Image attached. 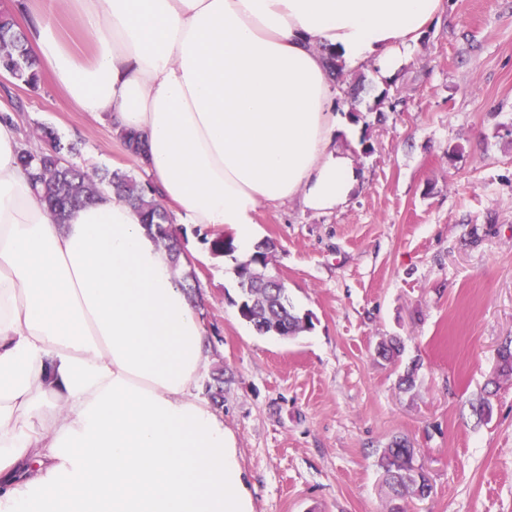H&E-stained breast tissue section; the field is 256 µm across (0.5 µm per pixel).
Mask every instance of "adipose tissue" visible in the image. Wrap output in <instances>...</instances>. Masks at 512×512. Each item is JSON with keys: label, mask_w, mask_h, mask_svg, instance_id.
Masks as SVG:
<instances>
[{"label": "adipose tissue", "mask_w": 512, "mask_h": 512, "mask_svg": "<svg viewBox=\"0 0 512 512\" xmlns=\"http://www.w3.org/2000/svg\"><path fill=\"white\" fill-rule=\"evenodd\" d=\"M35 51L76 111L138 132L174 224L258 243L259 210L346 204L361 171L336 133L324 49L400 68L446 0H70ZM0 119V512H254L234 434L201 396L206 327L111 189L55 223ZM55 18L63 36L79 51L85 50L84 38L70 8L64 3H54Z\"/></svg>", "instance_id": "ef3b65f1"}]
</instances>
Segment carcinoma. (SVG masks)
<instances>
[{
    "mask_svg": "<svg viewBox=\"0 0 512 512\" xmlns=\"http://www.w3.org/2000/svg\"><path fill=\"white\" fill-rule=\"evenodd\" d=\"M0 69L15 79L35 86L40 80L37 58L28 48L27 36L8 13H0ZM38 138L46 147L35 152L24 149L19 161L34 190L40 195L51 218L57 222L66 214L91 201L105 187L130 204L141 222L157 238L171 264L181 266L184 251L179 228L157 196V190L130 171L101 169L89 172L73 161L78 149L61 144L56 131L47 125L37 126ZM214 258L232 257L236 261L237 302L240 317L258 334L294 337L312 329V317L295 310L288 300L287 288L269 271L275 245L266 239L253 250L237 257L233 238L223 232H207L202 237ZM499 378H512V340L502 343L497 352ZM415 449L408 439L395 438L384 449L380 468L383 472L386 512H406L409 499H426L432 492L427 479L419 480L412 469Z\"/></svg>",
    "mask_w": 512,
    "mask_h": 512,
    "instance_id": "1",
    "label": "carcinoma"
}]
</instances>
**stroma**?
<instances>
[{
    "label": "stroma",
    "instance_id": "stroma-1",
    "mask_svg": "<svg viewBox=\"0 0 512 512\" xmlns=\"http://www.w3.org/2000/svg\"><path fill=\"white\" fill-rule=\"evenodd\" d=\"M336 89L359 125L356 140L336 137L359 188L329 213L264 208L258 226L312 330L257 334L233 304L234 260L184 227L205 370L224 373L220 412L254 512H383L379 460L397 437L432 486L408 512H512V380L495 374L512 339V0H447L391 79L364 64ZM0 109L24 138L53 127L79 163L139 170L113 150L111 124L75 111L49 74L34 89L1 73ZM393 336L404 349L388 361L377 346ZM484 398L486 421L473 412Z\"/></svg>",
    "mask_w": 512,
    "mask_h": 512
}]
</instances>
